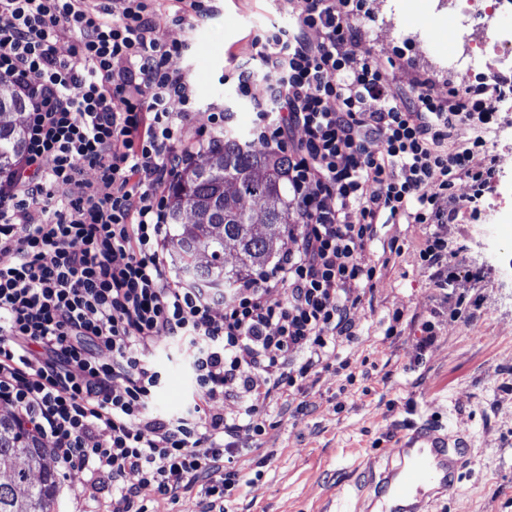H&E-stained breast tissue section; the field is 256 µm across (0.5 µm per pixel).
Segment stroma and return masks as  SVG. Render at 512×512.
Returning <instances> with one entry per match:
<instances>
[{
    "label": "stroma",
    "mask_w": 512,
    "mask_h": 512,
    "mask_svg": "<svg viewBox=\"0 0 512 512\" xmlns=\"http://www.w3.org/2000/svg\"><path fill=\"white\" fill-rule=\"evenodd\" d=\"M210 17L189 28L174 0H154L153 17L168 41L189 49L171 58V69L188 73L196 88L194 124H208L207 107L224 103L240 135H248L255 111L241 99L229 76L251 62L252 42L264 31L285 27L302 12L295 0L285 13L279 0H210ZM448 31V0H365L358 23L362 48L383 65H394L397 87L414 97L433 88L446 92L454 81L447 49L434 48ZM498 108L499 121L476 132L458 122L454 139L482 135L486 152L473 168L496 158V176L476 218L441 225L448 263L459 268L455 294H482L484 303L469 321L435 318L442 292L419 265L418 246L426 224H382L361 252L376 266L375 288L352 319L356 336L340 342L321 366L299 379L289 397L258 402L261 434L241 432L234 467L238 486L223 499L201 485L142 499L146 512H356L368 493L372 459L392 451L396 431L410 420L429 418L466 436L471 448L451 492L434 495L427 512H503L512 500V93ZM401 255L383 262L390 244ZM404 317L387 335L394 312ZM438 321V338L426 351L417 339L422 322ZM162 384L149 402L151 413L170 415L192 402L195 387L188 353L173 341L151 352ZM51 512H112V494L82 491L59 478Z\"/></svg>",
    "instance_id": "35a3bbf8"
}]
</instances>
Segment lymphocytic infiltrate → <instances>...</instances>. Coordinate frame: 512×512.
Segmentation results:
<instances>
[{"mask_svg": "<svg viewBox=\"0 0 512 512\" xmlns=\"http://www.w3.org/2000/svg\"><path fill=\"white\" fill-rule=\"evenodd\" d=\"M364 8L305 0L292 26L254 39L265 78L236 70L257 108L253 144L290 157L297 222L293 248L221 296L166 273L171 187L231 120L216 103L208 129L195 127L194 84L168 66L187 42L158 36L151 0H0V76L27 105L25 150L0 173V401L53 440L65 476L110 481L112 512L202 477L212 496L239 484V435L264 428L254 398L283 396L353 339L376 276L360 252L378 225H433L419 258L449 319L480 309V297L448 294L457 272L435 227L459 218L456 181L495 178L494 165L471 167L482 138L443 147L458 118L493 123L495 100L479 87L402 103L358 44ZM66 34L76 45L62 56ZM174 338L192 349L197 395L163 417L148 410L161 374L145 356ZM223 397L239 399L236 414L212 409Z\"/></svg>", "mask_w": 512, "mask_h": 512, "instance_id": "f902f5d3", "label": "lymphocytic infiltrate"}]
</instances>
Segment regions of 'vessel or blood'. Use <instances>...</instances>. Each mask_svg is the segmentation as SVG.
Masks as SVG:
<instances>
[{"label": "vessel or blood", "mask_w": 512, "mask_h": 512, "mask_svg": "<svg viewBox=\"0 0 512 512\" xmlns=\"http://www.w3.org/2000/svg\"><path fill=\"white\" fill-rule=\"evenodd\" d=\"M468 449L464 436L426 420L402 429L386 465H368L371 507L377 512H424L428 498L454 486Z\"/></svg>", "instance_id": "b4317fda"}]
</instances>
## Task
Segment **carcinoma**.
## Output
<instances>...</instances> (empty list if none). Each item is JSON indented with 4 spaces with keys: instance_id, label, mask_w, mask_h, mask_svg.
<instances>
[{
    "instance_id": "carcinoma-1",
    "label": "carcinoma",
    "mask_w": 512,
    "mask_h": 512,
    "mask_svg": "<svg viewBox=\"0 0 512 512\" xmlns=\"http://www.w3.org/2000/svg\"><path fill=\"white\" fill-rule=\"evenodd\" d=\"M25 111L9 82L0 79V171L11 168L25 148ZM288 155L255 148L231 130L217 137L203 164L183 170L175 182L168 212L178 251L180 277L198 288H233L267 265L284 247L288 225ZM239 182L237 196L224 195V181ZM251 200L257 206H248ZM237 251V262L224 265V251ZM47 451L25 430L19 415H0V512H47L55 496L56 475L44 463Z\"/></svg>"
}]
</instances>
